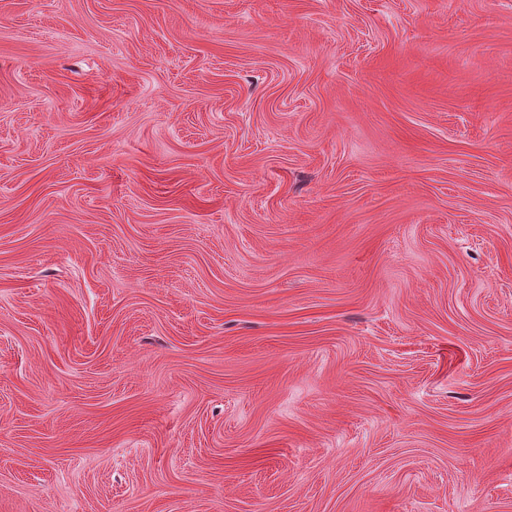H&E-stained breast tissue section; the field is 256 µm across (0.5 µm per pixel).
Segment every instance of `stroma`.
<instances>
[{
    "label": "stroma",
    "instance_id": "obj_1",
    "mask_svg": "<svg viewBox=\"0 0 512 512\" xmlns=\"http://www.w3.org/2000/svg\"><path fill=\"white\" fill-rule=\"evenodd\" d=\"M0 512H512V0H0Z\"/></svg>",
    "mask_w": 512,
    "mask_h": 512
}]
</instances>
